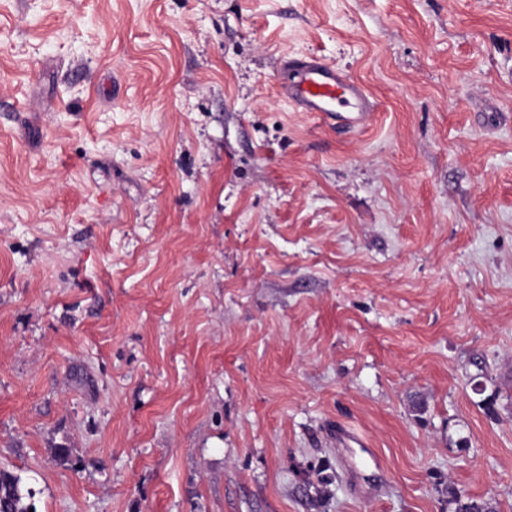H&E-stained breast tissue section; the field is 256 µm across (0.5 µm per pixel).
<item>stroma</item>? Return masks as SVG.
<instances>
[{
  "instance_id": "stroma-1",
  "label": "stroma",
  "mask_w": 512,
  "mask_h": 512,
  "mask_svg": "<svg viewBox=\"0 0 512 512\" xmlns=\"http://www.w3.org/2000/svg\"><path fill=\"white\" fill-rule=\"evenodd\" d=\"M308 53L367 128L278 95ZM0 467L39 512H512V0H0Z\"/></svg>"
}]
</instances>
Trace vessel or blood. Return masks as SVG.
<instances>
[{"label":"vessel or blood","mask_w":512,"mask_h":512,"mask_svg":"<svg viewBox=\"0 0 512 512\" xmlns=\"http://www.w3.org/2000/svg\"><path fill=\"white\" fill-rule=\"evenodd\" d=\"M281 68L288 77L278 92L297 111L316 113L326 124L346 131L364 129L372 120L376 105L364 86L323 58H287Z\"/></svg>","instance_id":"obj_1"}]
</instances>
